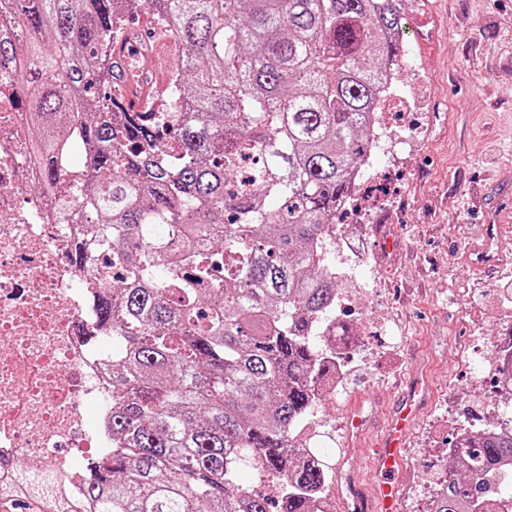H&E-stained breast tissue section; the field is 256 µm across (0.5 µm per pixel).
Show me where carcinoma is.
<instances>
[{"instance_id": "obj_1", "label": "carcinoma", "mask_w": 512, "mask_h": 512, "mask_svg": "<svg viewBox=\"0 0 512 512\" xmlns=\"http://www.w3.org/2000/svg\"><path fill=\"white\" fill-rule=\"evenodd\" d=\"M401 0H137L184 55L164 120L112 121L101 57L127 33L115 0H0V57L26 94L38 192L77 211L112 327V453L68 512H311L329 471L292 454L337 346L336 213L375 139L370 112L402 47ZM91 150L71 195L63 121ZM263 158L256 177L240 162ZM430 512H512L490 474L512 431L460 429ZM249 464L276 497L236 483ZM48 484L0 488L7 512Z\"/></svg>"}]
</instances>
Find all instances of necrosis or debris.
<instances>
[{"mask_svg":"<svg viewBox=\"0 0 512 512\" xmlns=\"http://www.w3.org/2000/svg\"><path fill=\"white\" fill-rule=\"evenodd\" d=\"M23 123L0 103V484L52 477L25 510L59 512L83 496L84 461L111 445L112 334L88 310L99 281L74 261L83 225L30 191Z\"/></svg>","mask_w":512,"mask_h":512,"instance_id":"obj_1","label":"necrosis or debris"}]
</instances>
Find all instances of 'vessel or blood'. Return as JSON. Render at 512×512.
<instances>
[{"label":"vessel or blood","instance_id":"obj_1","mask_svg":"<svg viewBox=\"0 0 512 512\" xmlns=\"http://www.w3.org/2000/svg\"><path fill=\"white\" fill-rule=\"evenodd\" d=\"M113 61L119 76L114 88L115 96L121 98L126 109L140 111L145 104L146 91L151 79L147 70L139 65L136 44L129 41L114 45ZM498 233V225H486L483 242L475 249V266L481 267L494 262L491 247ZM416 414L417 408L411 403L402 405L394 412L388 431L372 458L375 472L382 474L383 479L367 489L359 479L350 478V498L343 503L345 512H401L400 488L391 481L390 476L403 466L401 436Z\"/></svg>","mask_w":512,"mask_h":512}]
</instances>
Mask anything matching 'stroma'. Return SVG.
<instances>
[{
  "instance_id": "obj_1",
  "label": "stroma",
  "mask_w": 512,
  "mask_h": 512,
  "mask_svg": "<svg viewBox=\"0 0 512 512\" xmlns=\"http://www.w3.org/2000/svg\"><path fill=\"white\" fill-rule=\"evenodd\" d=\"M401 13L422 65L398 82L408 106L385 113L384 135L398 140L394 156L373 155L385 191L347 221L367 253L336 254L359 352L309 428L328 435L341 498L348 475L377 481L368 455L394 406L421 401L400 483L403 512H427L456 427L496 417L486 339L512 336V230L490 268L470 252L483 225L512 227V194L494 191L512 190V0H403ZM357 405L368 430L351 443Z\"/></svg>"
}]
</instances>
